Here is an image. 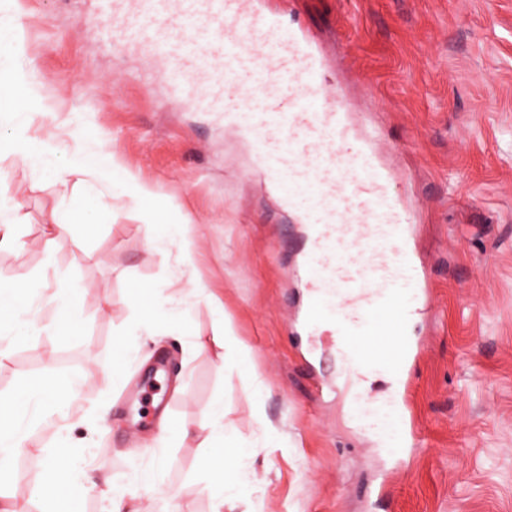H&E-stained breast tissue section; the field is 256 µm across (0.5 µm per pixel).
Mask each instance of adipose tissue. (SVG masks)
Returning a JSON list of instances; mask_svg holds the SVG:
<instances>
[{"label":"adipose tissue","mask_w":512,"mask_h":512,"mask_svg":"<svg viewBox=\"0 0 512 512\" xmlns=\"http://www.w3.org/2000/svg\"><path fill=\"white\" fill-rule=\"evenodd\" d=\"M15 23L0 21V112H43L47 105L42 93L43 84L33 66L21 65L22 44ZM85 151L75 161L58 169L56 179L61 185L91 188L100 178V166L106 155L105 144L95 138H85ZM61 146L52 138L31 136L27 121L13 123L7 136H0V154L21 156L37 169L48 168ZM29 279L18 274L0 279V331L10 340L20 342L33 331L42 303V294L29 291ZM28 290L25 300H18V290ZM129 306L142 318L139 325L145 335H158V325L166 320L168 310L157 299L152 284L140 283L128 300ZM78 393L77 384L61 386L47 379L25 385L19 395L0 397V486L16 479L11 464L19 452L27 431L48 422L52 414L48 403L63 405ZM211 440L202 451L197 477L207 486L212 500V512H224L227 503L237 499L242 489L256 482L257 474L248 452L238 446L236 438L224 429V410L215 407L210 421ZM223 468H216V461ZM77 482V471L67 448L55 447L44 467L38 484L45 512H78L74 502L64 499L65 492Z\"/></svg>","instance_id":"1"}]
</instances>
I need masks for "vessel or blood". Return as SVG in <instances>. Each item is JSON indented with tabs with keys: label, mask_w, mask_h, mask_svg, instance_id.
I'll return each mask as SVG.
<instances>
[{
	"label": "vessel or blood",
	"mask_w": 512,
	"mask_h": 512,
	"mask_svg": "<svg viewBox=\"0 0 512 512\" xmlns=\"http://www.w3.org/2000/svg\"><path fill=\"white\" fill-rule=\"evenodd\" d=\"M151 29L147 47L168 64L172 81L205 75L223 60L225 96L254 102L249 129L270 181L289 198L310 199L314 233L299 274L315 294L309 325L333 314L353 365L378 368L408 383L420 351L405 334L408 300L427 281L404 237L412 217L390 185L368 140L350 135L342 91H329L307 39L241 0H137ZM397 424L400 465L417 436L405 397L388 396Z\"/></svg>",
	"instance_id": "obj_1"
}]
</instances>
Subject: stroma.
Masks as SVG:
<instances>
[{
	"mask_svg": "<svg viewBox=\"0 0 512 512\" xmlns=\"http://www.w3.org/2000/svg\"><path fill=\"white\" fill-rule=\"evenodd\" d=\"M254 5L311 41L329 84L348 89L354 133L378 128L377 149L411 205L408 239L431 285L407 323L421 344L408 390L419 425L413 463L397 468L366 427L351 424L334 340L304 322L302 206L277 197L243 131L193 104L198 77L173 86L131 38L134 0H5L0 20H18L45 82L51 115L34 125L70 145L79 130L96 133L154 189V210L188 216L193 242L151 247L145 210L129 200L46 255L41 242L71 199L49 173L0 158L11 187L0 217L15 222L18 240L0 251V275L29 274L47 295L61 285L90 292L65 338L55 304L41 308L34 334L0 359V394L32 377L80 380L65 441L89 487L130 490L161 418L186 424L189 438L169 451L177 499L149 501L148 512H210L195 472L218 400L259 479L224 512H512V0ZM192 280L223 303L250 366L212 343L214 314L201 299L183 335L147 344L118 375L99 371L126 344L134 284L153 283L177 304ZM251 367L267 388L257 409L242 382ZM102 398L111 404L104 423L92 407ZM257 413L287 450L263 447ZM57 442L50 424L26 437L28 466L1 488L14 512H42L38 474Z\"/></svg>",
	"mask_w": 512,
	"mask_h": 512,
	"instance_id": "stroma-1",
	"label": "stroma"
}]
</instances>
